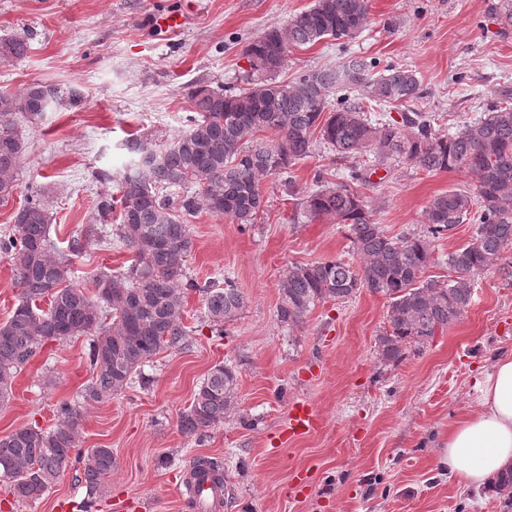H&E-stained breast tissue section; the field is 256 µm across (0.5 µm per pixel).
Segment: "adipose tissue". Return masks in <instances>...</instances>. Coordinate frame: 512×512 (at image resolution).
<instances>
[{
	"mask_svg": "<svg viewBox=\"0 0 512 512\" xmlns=\"http://www.w3.org/2000/svg\"><path fill=\"white\" fill-rule=\"evenodd\" d=\"M478 391V410L448 431L447 464L465 483L489 488L512 468V354L497 359Z\"/></svg>",
	"mask_w": 512,
	"mask_h": 512,
	"instance_id": "obj_1",
	"label": "adipose tissue"
}]
</instances>
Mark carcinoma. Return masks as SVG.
<instances>
[{
	"instance_id": "obj_1",
	"label": "carcinoma",
	"mask_w": 512,
	"mask_h": 512,
	"mask_svg": "<svg viewBox=\"0 0 512 512\" xmlns=\"http://www.w3.org/2000/svg\"><path fill=\"white\" fill-rule=\"evenodd\" d=\"M369 21V0H314L294 16L284 31L272 28L250 42L245 56L259 63L244 87L226 90L202 83L188 93L193 115L182 135L158 148L137 140L138 159L118 183V195L103 196V219L119 210L115 236L136 252L126 270L100 273L93 289L73 282L72 259L51 254V216L40 194L28 197L15 213L11 231L0 235V252L11 257L20 288L18 304L0 324V404H6L17 373L48 343L87 337L91 379L82 400L104 402L142 378V370L165 350L186 347L192 330L183 323L184 289L203 295L204 318L211 333L224 335L245 306L231 281L199 286L189 279L187 257L192 250L186 217L205 208L238 224H253L263 204L260 177L291 173L321 141L336 159L347 161L371 150L378 159L402 157L428 172L460 171L476 177V192L448 190L433 197L423 234L388 235L372 218L356 187L366 177L348 167L342 181L331 185L318 177L303 197L311 220L343 225L363 258L360 269L338 259L294 264L279 284V321L293 325L319 302L344 301L366 288L389 299L387 328L377 336L381 359L398 362L405 344L421 346L436 329L455 324L471 304L474 275L495 266L505 268L512 247V105L492 102L478 118L446 136L433 132L432 118L403 112L372 118L363 102L398 106L419 96L413 71L390 67L369 77L372 63L353 60L348 68H324L288 84L276 79L292 47L323 38L353 39ZM28 51L25 39L0 42V61L19 59ZM337 89L352 91L330 105ZM63 103L52 88L32 83L22 92L0 95V203L16 189V176L26 144L14 117L33 125ZM259 132L269 137H256ZM320 139H314L315 134ZM200 184L190 191L191 181ZM474 226L471 240L448 253L454 276L448 282L422 279L433 259L434 241L459 224ZM48 302L42 309L39 303ZM236 370L212 367L191 405L180 416L186 436H199L224 423L234 407ZM50 429L23 427L0 436V481L17 503L40 500L54 482L77 464L73 455L81 428L80 405L61 400ZM112 449L93 448L81 480L89 496L112 476ZM494 489L512 509V469L501 473Z\"/></svg>"
}]
</instances>
